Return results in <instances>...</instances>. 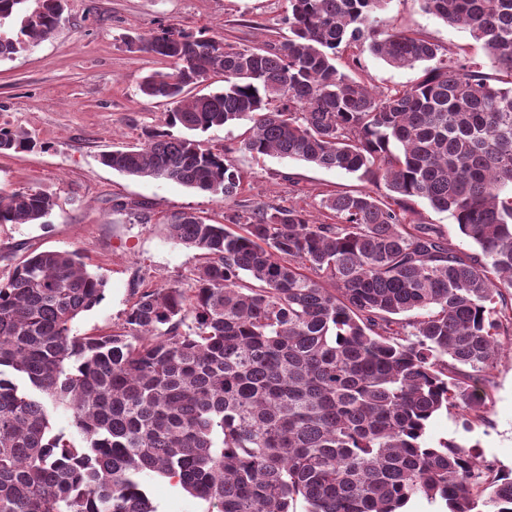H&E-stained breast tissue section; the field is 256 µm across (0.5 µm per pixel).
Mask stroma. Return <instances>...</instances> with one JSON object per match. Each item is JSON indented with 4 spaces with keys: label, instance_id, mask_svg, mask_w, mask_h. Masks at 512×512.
Listing matches in <instances>:
<instances>
[{
    "label": "stroma",
    "instance_id": "obj_1",
    "mask_svg": "<svg viewBox=\"0 0 512 512\" xmlns=\"http://www.w3.org/2000/svg\"><path fill=\"white\" fill-rule=\"evenodd\" d=\"M288 0H65L55 35L0 60V127L26 132L32 152L0 153V189L33 188L55 206L42 224H0V280L31 251H79L88 271L104 278L103 300L81 314L74 333L98 334L120 326L133 292L189 283L199 263L197 249L168 240L164 222L190 211L206 223L261 202L294 204L329 222L319 208L322 190L363 188L356 175L291 159L252 158L235 145L246 122L201 133L207 147H231L230 161L246 185L233 200L184 186L133 178L104 166L102 152L139 143L146 130L162 128L165 108L141 94L139 86L161 64L153 55L129 49L128 39L163 26L206 31L238 46H257L287 35ZM383 30L414 33L447 50L450 60H481L469 34L424 12L419 0H389L380 12ZM340 69L388 93L414 83L421 68L397 69L369 51H345ZM148 203L149 223L132 210L117 211L113 200ZM490 411L485 421L463 428L456 413L430 422L431 444L448 439L471 446L504 470H512V356L502 358L487 384ZM147 491L157 512H203L204 506L164 477Z\"/></svg>",
    "mask_w": 512,
    "mask_h": 512
}]
</instances>
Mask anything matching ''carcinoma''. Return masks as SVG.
Wrapping results in <instances>:
<instances>
[{
    "label": "carcinoma",
    "instance_id": "cac0c4a2",
    "mask_svg": "<svg viewBox=\"0 0 512 512\" xmlns=\"http://www.w3.org/2000/svg\"><path fill=\"white\" fill-rule=\"evenodd\" d=\"M387 2L288 0V38L252 48L176 27L128 41L167 64L140 84L170 105L167 129L103 153L105 166L232 200L245 180L233 149L192 134L244 120L238 150L374 189L324 193L333 224L273 202L233 229L168 216L167 238L200 251L190 287L140 292L108 333H72L106 286L79 252L26 255L0 281V512H157L154 475L206 512H290L299 497L305 512H402L418 494L448 512H512V472L427 442L442 411L485 419V376L512 336V0H421L481 44L484 61L459 64L381 32ZM60 10L0 0V21L21 16L0 58L50 38ZM364 48L423 75L377 93L336 64ZM212 76L223 89L193 92ZM35 147L0 127V151ZM417 200L478 252L416 220ZM53 207L0 191V224ZM61 409L80 440L53 433Z\"/></svg>",
    "mask_w": 512,
    "mask_h": 512
}]
</instances>
